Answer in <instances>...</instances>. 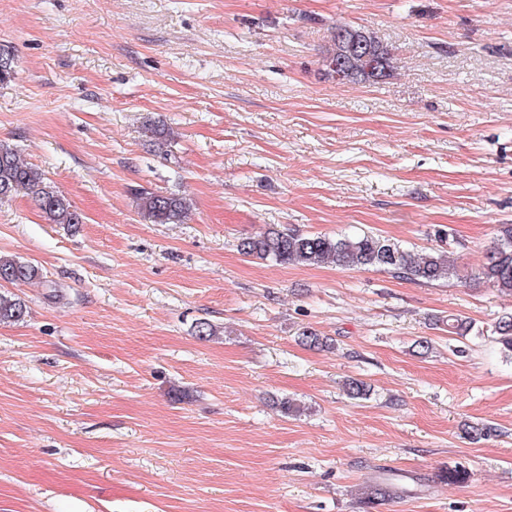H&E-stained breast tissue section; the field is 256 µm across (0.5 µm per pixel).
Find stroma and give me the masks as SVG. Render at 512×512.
<instances>
[{
  "instance_id": "obj_1",
  "label": "stroma",
  "mask_w": 512,
  "mask_h": 512,
  "mask_svg": "<svg viewBox=\"0 0 512 512\" xmlns=\"http://www.w3.org/2000/svg\"><path fill=\"white\" fill-rule=\"evenodd\" d=\"M338 22L396 74L325 79ZM0 43V140L85 217L0 200V253L42 270L0 324V512H512V359L487 337L512 295L466 277L512 224V0H0ZM139 188L189 216L152 223ZM276 224L441 249L460 276L239 253ZM481 422L497 436L470 440ZM388 477L403 493L370 501Z\"/></svg>"
}]
</instances>
